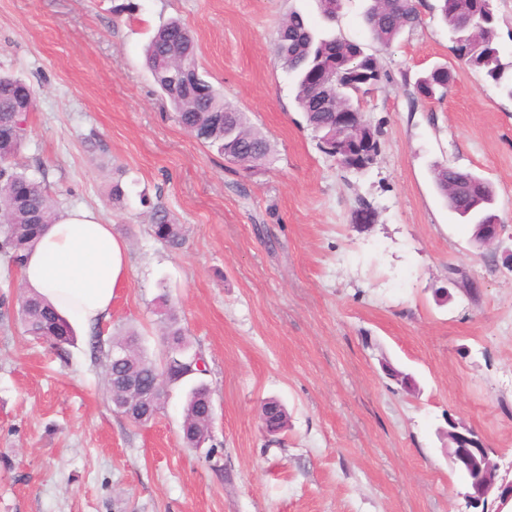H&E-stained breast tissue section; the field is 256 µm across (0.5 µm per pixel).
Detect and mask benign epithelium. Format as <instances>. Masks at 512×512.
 Returning a JSON list of instances; mask_svg holds the SVG:
<instances>
[{
  "label": "benign epithelium",
  "mask_w": 512,
  "mask_h": 512,
  "mask_svg": "<svg viewBox=\"0 0 512 512\" xmlns=\"http://www.w3.org/2000/svg\"><path fill=\"white\" fill-rule=\"evenodd\" d=\"M452 434L455 446L450 449L449 458L454 470L466 475L458 495L464 499L467 508L480 507L482 512H487L488 497L494 492L498 502L495 512H503L512 503V479L499 475L500 464L490 459V449L485 443L470 445L472 439L479 438L476 431L457 423Z\"/></svg>",
  "instance_id": "obj_1"
}]
</instances>
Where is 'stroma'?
<instances>
[{
	"label": "stroma",
	"mask_w": 512,
	"mask_h": 512,
	"mask_svg": "<svg viewBox=\"0 0 512 512\" xmlns=\"http://www.w3.org/2000/svg\"><path fill=\"white\" fill-rule=\"evenodd\" d=\"M421 2V26L382 48L366 0L332 25L315 0H0V74L38 92L20 167L58 212L98 211L129 251L111 316L77 328L64 359L24 335L21 274L0 257V512H465L452 420L512 462V98L461 62L438 0ZM294 9L381 58L386 76L360 100L382 131L367 170L322 153L296 108L273 45ZM172 18L268 136L271 165L243 170L181 129L144 66ZM437 66L448 95L420 97ZM438 163L493 183L494 242L477 247L448 210ZM156 207L180 224L179 248L151 235ZM169 305L207 362L212 458L181 442L187 386L133 424L89 345L134 330L161 355ZM272 397L288 410L275 436L260 420Z\"/></svg>",
	"instance_id": "obj_1"
}]
</instances>
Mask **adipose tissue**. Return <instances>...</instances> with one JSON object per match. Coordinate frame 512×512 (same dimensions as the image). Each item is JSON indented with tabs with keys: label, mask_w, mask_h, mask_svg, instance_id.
I'll use <instances>...</instances> for the list:
<instances>
[{
	"label": "adipose tissue",
	"mask_w": 512,
	"mask_h": 512,
	"mask_svg": "<svg viewBox=\"0 0 512 512\" xmlns=\"http://www.w3.org/2000/svg\"><path fill=\"white\" fill-rule=\"evenodd\" d=\"M128 246L87 209L64 212L48 225L22 271L26 292L45 297L73 324L107 319L127 274Z\"/></svg>",
	"instance_id": "obj_1"
}]
</instances>
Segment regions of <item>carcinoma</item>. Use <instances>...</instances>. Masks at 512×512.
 <instances>
[{
  "label": "carcinoma",
  "mask_w": 512,
  "mask_h": 512,
  "mask_svg": "<svg viewBox=\"0 0 512 512\" xmlns=\"http://www.w3.org/2000/svg\"><path fill=\"white\" fill-rule=\"evenodd\" d=\"M420 5V0H372L364 18L373 40L387 46L402 32L416 29L421 24ZM438 9L461 59L512 98V64L500 58L492 0H439ZM274 51L296 77L295 103L307 127L315 133L319 149L330 157L327 146L331 144L345 145L354 153L357 143L368 141L372 143L371 153L361 169L374 165L381 153L380 129L365 119L357 130L340 127L336 112L360 111L359 95L368 93L385 77L379 57L366 52L357 41L315 31L297 10L280 24ZM145 64L188 135L216 148L226 160L245 170L261 169L271 163L269 138L201 74L196 40L185 24L172 19L161 25L146 47ZM178 64L194 72L195 85L188 92L173 88L167 80V73ZM323 66L330 67L328 82L323 90L316 91L308 84L307 75L311 69ZM450 83L448 71L438 67L418 78L415 88L421 96L442 100ZM35 107L36 94L30 86L10 75H0V253L18 271L44 227L57 218L52 196L16 163L27 137L28 113ZM434 179L448 209L464 223L485 224L495 218V190L489 181L448 164L434 168ZM150 231L172 248L182 244L179 225L163 209L155 210ZM18 316L27 335L47 342L61 358L67 354V347L74 342L73 328L51 304L23 293L18 298ZM162 323L166 353L159 360L145 352L135 332L115 337L106 346L99 340L91 342L92 351L105 362L111 403L127 400V390L116 384L124 373L133 376L143 388L151 387L155 381L160 384L158 401L153 406L156 412L170 389L202 374L193 364L195 354L189 351L174 311H168ZM114 351L125 352L126 361L113 359ZM212 420L210 390L204 382H196L188 391L184 409V443L196 448L206 442ZM261 420L267 432L277 433L286 427L288 412L278 401L268 400L261 407Z\"/></svg>",
  "instance_id": "1"
}]
</instances>
